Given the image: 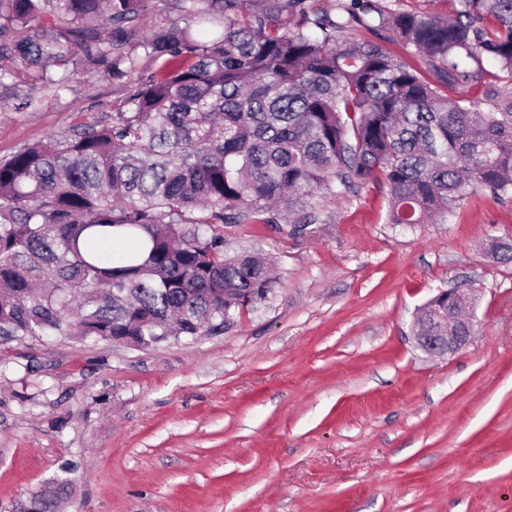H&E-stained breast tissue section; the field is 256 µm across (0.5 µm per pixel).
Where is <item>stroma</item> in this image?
<instances>
[{
	"label": "stroma",
	"instance_id": "stroma-1",
	"mask_svg": "<svg viewBox=\"0 0 512 512\" xmlns=\"http://www.w3.org/2000/svg\"><path fill=\"white\" fill-rule=\"evenodd\" d=\"M0 112V157L120 107L125 82ZM385 186L320 194L224 250L276 288L224 332L137 348L0 340V512L69 483L60 512H512V198L466 196L434 224L388 223ZM481 288L468 346L431 357L413 315Z\"/></svg>",
	"mask_w": 512,
	"mask_h": 512
}]
</instances>
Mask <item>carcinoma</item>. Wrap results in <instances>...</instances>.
Listing matches in <instances>:
<instances>
[{"label": "carcinoma", "mask_w": 512, "mask_h": 512, "mask_svg": "<svg viewBox=\"0 0 512 512\" xmlns=\"http://www.w3.org/2000/svg\"><path fill=\"white\" fill-rule=\"evenodd\" d=\"M144 2L0 0V87L57 96L81 63L132 82L120 111L0 159V336L219 332L276 278L208 230L272 224L337 181L386 186L388 223L410 226L474 190L512 196V0H448L446 18L336 0L342 22L307 0H175L223 25L205 42L175 24L135 37ZM355 26L370 36L338 39ZM143 54L161 62L147 76Z\"/></svg>", "instance_id": "cac0c4a2"}]
</instances>
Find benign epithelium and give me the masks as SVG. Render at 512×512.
I'll return each instance as SVG.
<instances>
[{
	"label": "benign epithelium",
	"mask_w": 512,
	"mask_h": 512,
	"mask_svg": "<svg viewBox=\"0 0 512 512\" xmlns=\"http://www.w3.org/2000/svg\"><path fill=\"white\" fill-rule=\"evenodd\" d=\"M478 300L477 288H450L431 298L416 317L418 348L432 355L463 348L475 331Z\"/></svg>",
	"instance_id": "7a95c632"
}]
</instances>
